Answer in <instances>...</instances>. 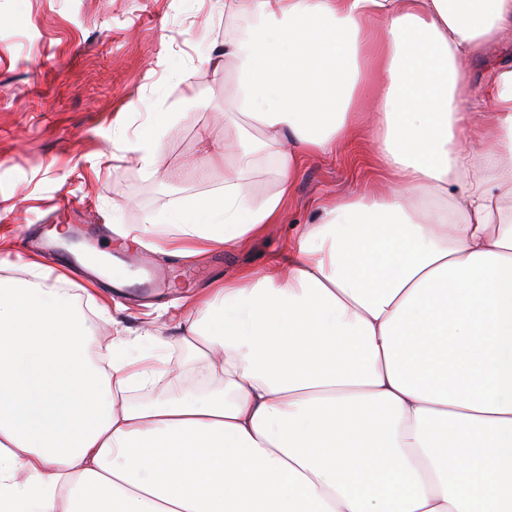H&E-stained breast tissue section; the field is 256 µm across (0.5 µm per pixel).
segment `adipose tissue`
Segmentation results:
<instances>
[{"instance_id":"ef3b65f1","label":"adipose tissue","mask_w":512,"mask_h":512,"mask_svg":"<svg viewBox=\"0 0 512 512\" xmlns=\"http://www.w3.org/2000/svg\"><path fill=\"white\" fill-rule=\"evenodd\" d=\"M236 128L224 186L128 248L237 251L279 223L301 157L368 131L379 174L285 260L189 297L174 342L113 337L65 273L0 278V512H512V63L466 112L464 60L512 0H224ZM277 189L245 181L259 153ZM190 350V368L147 349ZM174 395L133 403L160 378Z\"/></svg>"}]
</instances>
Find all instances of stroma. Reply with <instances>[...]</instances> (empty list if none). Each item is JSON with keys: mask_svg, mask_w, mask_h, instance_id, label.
Segmentation results:
<instances>
[{"mask_svg": "<svg viewBox=\"0 0 512 512\" xmlns=\"http://www.w3.org/2000/svg\"><path fill=\"white\" fill-rule=\"evenodd\" d=\"M223 48L224 0H0V277H23L21 241L32 225L137 226L223 188V167L186 166L203 158V136L221 148L225 126L239 118ZM160 112L176 118L159 125ZM147 136L162 147L156 174L124 150ZM375 180L367 141H353L305 158L281 223L241 251L129 252L131 271L159 262L176 286L151 301L133 292L113 299L93 349L150 327L180 336L182 269L197 268L188 281L201 290L261 268L297 226L315 222L322 201Z\"/></svg>", "mask_w": 512, "mask_h": 512, "instance_id": "1", "label": "stroma"}]
</instances>
